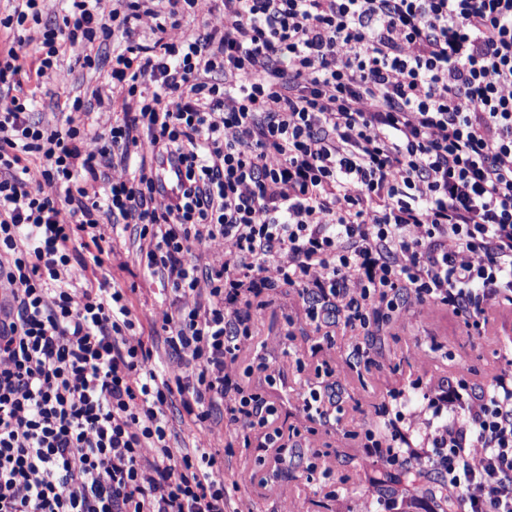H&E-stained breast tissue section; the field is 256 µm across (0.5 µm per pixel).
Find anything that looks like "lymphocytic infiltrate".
Instances as JSON below:
<instances>
[{
  "label": "lymphocytic infiltrate",
  "mask_w": 512,
  "mask_h": 512,
  "mask_svg": "<svg viewBox=\"0 0 512 512\" xmlns=\"http://www.w3.org/2000/svg\"><path fill=\"white\" fill-rule=\"evenodd\" d=\"M46 2L0 18V512H225L223 425L283 437L234 370L270 291L345 333L375 305L477 327L512 301V0H66L45 26ZM105 42L109 125L79 98L34 118ZM112 225L170 294L149 321L171 361L102 274ZM465 388L438 380L426 447L395 433L366 470L512 512V361ZM175 397L199 427L180 452Z\"/></svg>",
  "instance_id": "lymphocytic-infiltrate-1"
}]
</instances>
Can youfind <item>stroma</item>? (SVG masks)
<instances>
[{
  "label": "stroma",
  "mask_w": 512,
  "mask_h": 512,
  "mask_svg": "<svg viewBox=\"0 0 512 512\" xmlns=\"http://www.w3.org/2000/svg\"><path fill=\"white\" fill-rule=\"evenodd\" d=\"M125 262L113 270L121 287L130 289L137 314L159 307L165 292L139 263L130 234L111 242ZM485 330L466 329L448 308L411 305L404 317L382 320L371 314L372 328L357 336L329 338L306 319V305L289 289L272 293L255 314L258 336L241 354L238 371H250L253 387L279 408V420L300 430L284 448L265 447L262 429L227 432L224 440V486L230 512H367L375 490L365 480L363 463L386 448L385 432L366 433L361 422L374 406L404 402L403 429L422 432L426 415L415 402L418 389L444 377L465 380L473 391L486 388L506 357L512 356V304L488 311ZM265 365L275 374L264 381ZM329 370L341 394L337 422L309 421L302 398Z\"/></svg>",
  "instance_id": "stroma-1"
}]
</instances>
